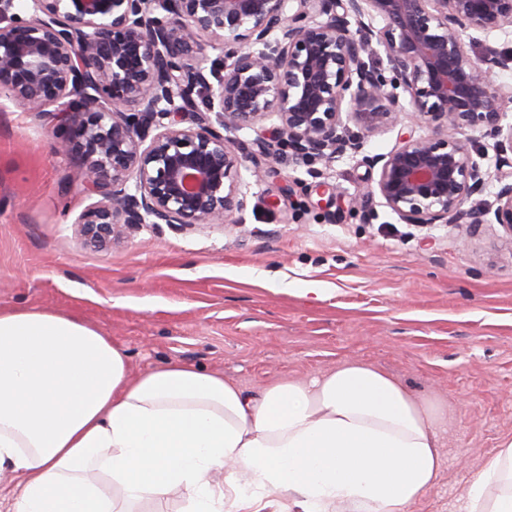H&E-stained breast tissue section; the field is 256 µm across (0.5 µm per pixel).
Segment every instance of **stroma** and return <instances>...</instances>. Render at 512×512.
I'll return each mask as SVG.
<instances>
[{"instance_id":"35a3bbf8","label":"stroma","mask_w":512,"mask_h":512,"mask_svg":"<svg viewBox=\"0 0 512 512\" xmlns=\"http://www.w3.org/2000/svg\"><path fill=\"white\" fill-rule=\"evenodd\" d=\"M263 135L229 133L248 157L231 223L137 224L99 251L77 233L79 159L57 152L50 115L0 95V307L79 314L132 373L180 361L255 396L347 359L382 368L448 403L439 480L409 512H459L483 459L512 440V236L408 224L376 199L358 210L360 158L270 165Z\"/></svg>"}]
</instances>
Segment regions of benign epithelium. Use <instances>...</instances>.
Instances as JSON below:
<instances>
[{
  "instance_id": "obj_1",
  "label": "benign epithelium",
  "mask_w": 512,
  "mask_h": 512,
  "mask_svg": "<svg viewBox=\"0 0 512 512\" xmlns=\"http://www.w3.org/2000/svg\"><path fill=\"white\" fill-rule=\"evenodd\" d=\"M512 0H0V92L55 109L81 161L84 244L123 224L222 225L245 206L224 136L276 118L264 146L299 164L358 154L400 114L419 132L369 156L375 194L408 224H498L512 236ZM220 51L212 59L207 49ZM495 139V171L470 133ZM499 190L479 202L486 182Z\"/></svg>"
}]
</instances>
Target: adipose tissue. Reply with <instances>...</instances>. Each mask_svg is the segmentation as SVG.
<instances>
[{
	"mask_svg": "<svg viewBox=\"0 0 512 512\" xmlns=\"http://www.w3.org/2000/svg\"><path fill=\"white\" fill-rule=\"evenodd\" d=\"M448 406L348 360L253 396L180 361L131 375L81 318L0 307V472L15 512H408L438 482ZM223 472L215 482V472ZM462 512H512V442Z\"/></svg>",
	"mask_w": 512,
	"mask_h": 512,
	"instance_id": "adipose-tissue-1",
	"label": "adipose tissue"
}]
</instances>
